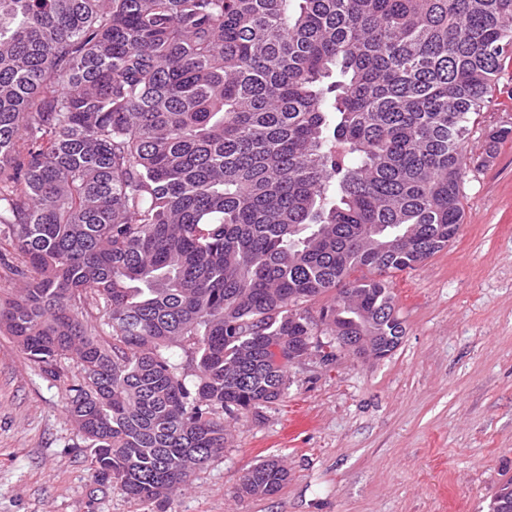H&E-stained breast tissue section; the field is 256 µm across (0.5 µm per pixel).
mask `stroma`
<instances>
[{
  "mask_svg": "<svg viewBox=\"0 0 512 512\" xmlns=\"http://www.w3.org/2000/svg\"><path fill=\"white\" fill-rule=\"evenodd\" d=\"M512 55L466 143L464 222L448 246L390 279L405 334L382 359L310 354L284 396L227 420L223 453L168 502L96 478L55 378L0 330V512H486L512 478ZM275 457L288 481L241 489Z\"/></svg>",
  "mask_w": 512,
  "mask_h": 512,
  "instance_id": "stroma-1",
  "label": "stroma"
}]
</instances>
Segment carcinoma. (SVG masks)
<instances>
[{
	"instance_id": "1",
	"label": "carcinoma",
	"mask_w": 512,
	"mask_h": 512,
	"mask_svg": "<svg viewBox=\"0 0 512 512\" xmlns=\"http://www.w3.org/2000/svg\"><path fill=\"white\" fill-rule=\"evenodd\" d=\"M511 50L512 0H0V234L25 279L0 327L53 377L77 356L96 476L161 503L309 337L394 351L388 278L458 234ZM287 480L268 459L243 490Z\"/></svg>"
}]
</instances>
